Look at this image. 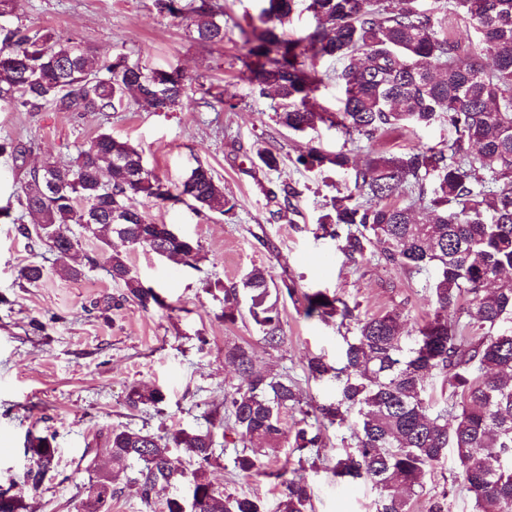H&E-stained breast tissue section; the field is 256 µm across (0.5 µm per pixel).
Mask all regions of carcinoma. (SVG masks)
I'll return each mask as SVG.
<instances>
[{
  "mask_svg": "<svg viewBox=\"0 0 512 512\" xmlns=\"http://www.w3.org/2000/svg\"><path fill=\"white\" fill-rule=\"evenodd\" d=\"M262 2L258 23L241 29L244 74L259 95L277 96L279 125L304 133L328 122L372 141L389 129L428 126L446 112L455 131V138L438 150L376 153L362 166L343 151L311 147L297 157L310 169L350 174L354 189L367 196L361 204L351 203L350 193L336 197L320 219L346 259L364 257L374 240L387 260L416 273L432 268L435 276L430 283L433 315L408 337L393 311L362 318L356 307L334 296L303 294L305 316L337 315L348 335L339 366L318 356L308 360L311 378H333L336 393L315 407L316 425L304 419L294 424L293 450L316 454L323 445L321 427L349 423L356 447L336 459V478L371 482L379 490L376 512H411L413 499L424 495L427 474L453 448L458 480L474 500L475 512H512V0H453L454 14L479 34L477 47L458 39L436 16L437 8H425L420 0H398L391 11L381 0H308L316 25L293 40L283 38L280 27L297 0ZM155 5L174 19L191 14L199 40L224 42L214 0L186 5L155 0ZM8 40L0 48V101L30 111L50 104L62 112H106L135 102L164 112L177 106L189 88L181 69L148 70L121 54L101 74L89 67L78 45L39 29L17 28ZM325 57L345 61L336 72L344 91L343 108L336 113L316 103L322 83L316 61ZM158 81L167 91L162 102L153 99ZM0 153L26 173L24 206L41 218L16 231L47 243L62 262L78 246L70 225L79 224L106 246L104 231L194 268L200 243L158 229L145 212L128 204L130 196L174 205L189 199L200 213L224 216L236 208L204 164L192 169L197 174L193 187L183 183L173 191L145 167L133 145L108 132L80 153L74 170L53 162L27 169L29 146L21 140L1 144ZM46 172L56 189L44 193L40 184ZM406 186L429 219L393 201ZM86 211L96 213L97 222L83 223ZM115 211L122 212L124 223H109ZM343 226L344 236L339 233ZM107 263L111 278L123 282L143 309L161 304L153 288L131 274L126 255L112 252ZM241 290L249 296L248 315L264 341L279 346L282 319L271 296H292L295 288L286 282L272 286L263 270L252 269L241 286L224 289L226 323L242 316ZM224 358L244 382L224 395L228 418L241 435L259 443L236 453L235 470L275 479L283 487L278 512H312L310 487L299 469L267 471L261 462L280 447L283 416L303 412L300 388L286 376L255 371L252 354L242 346L226 348ZM434 373L451 387L448 410L435 409L426 396L425 381ZM129 400L156 406L164 395L133 387ZM210 424L166 437L112 429L106 436L112 484L134 468L129 482L146 504L157 486L185 482L192 494L190 512H261L255 500L226 494L209 480L213 439L224 420ZM173 446L194 459L193 471L172 462ZM24 452L32 462L35 488L51 468L54 437L28 439ZM21 509V493L0 490V512Z\"/></svg>",
  "mask_w": 512,
  "mask_h": 512,
  "instance_id": "cac0c4a2",
  "label": "carcinoma"
}]
</instances>
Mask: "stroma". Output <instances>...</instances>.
Instances as JSON below:
<instances>
[{
    "instance_id": "35a3bbf8",
    "label": "stroma",
    "mask_w": 512,
    "mask_h": 512,
    "mask_svg": "<svg viewBox=\"0 0 512 512\" xmlns=\"http://www.w3.org/2000/svg\"><path fill=\"white\" fill-rule=\"evenodd\" d=\"M218 2L224 11L218 45L201 43L190 19L159 13L153 0H12L9 15L0 18V39L21 25L46 29L55 39L78 42L96 67L120 53L146 68L180 67L191 79L187 96L169 112L137 104L108 112L49 106L31 112L0 101V143L27 142L28 168L48 160L75 168L80 152L108 131L135 146L145 166L171 187L201 162L237 202L234 215L226 217L131 196L130 205L154 222L174 225L202 246V258L191 268L112 241V250L126 254L134 274L163 301L145 310L111 279L100 242L80 225L72 227L79 245L64 265L47 247H32L17 234V223L31 225L36 218L21 204L22 174L0 154V488L19 483L29 469L28 436L54 435L57 448L52 470L37 488L25 489L23 512H81L96 474L92 462L112 428L161 436L206 429L211 415H223L225 392L241 383L224 359L227 346L249 347L263 374L295 379L306 401H327L334 384L309 378L307 361L320 355L336 362L345 328L336 316H305L304 294L334 295L363 317L398 312L408 333L433 309V270L407 271L386 261L375 244L351 263L336 240L322 235L319 219L344 191L346 178L308 171L296 158L310 145L348 151L361 162L419 144L438 147L452 137L447 116L415 131H385L372 142L325 125L305 137L294 135L274 120L277 98L258 96L242 77L240 29L257 17L260 0ZM260 148L280 154L279 169L260 167ZM285 184L300 192L289 209L268 196ZM30 264L43 266L39 282L21 278ZM254 267L296 289L294 297L278 300L285 341L277 348L266 345L250 318L224 320L225 288ZM135 386L161 389L166 399L155 407L133 406L128 394ZM323 437L319 458L300 460L287 438L264 463L304 466L314 512H374L378 494L371 484L343 485L331 472L335 457L355 446L350 429L330 426ZM214 440L209 479L224 492L259 499L264 512H276L281 487L232 467L249 439L229 429L216 432ZM459 470L455 452H448L427 475L426 493L446 498L450 512H473L456 480Z\"/></svg>"
}]
</instances>
